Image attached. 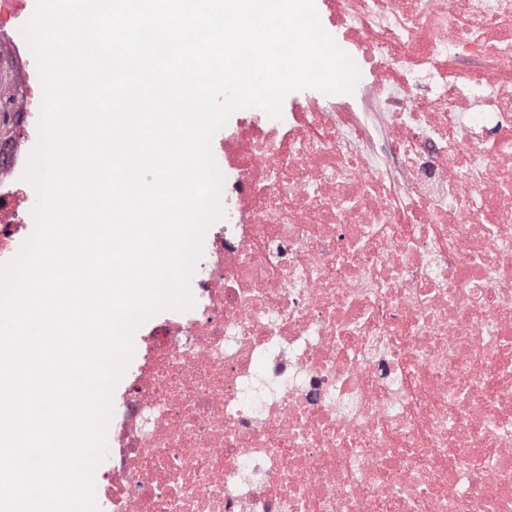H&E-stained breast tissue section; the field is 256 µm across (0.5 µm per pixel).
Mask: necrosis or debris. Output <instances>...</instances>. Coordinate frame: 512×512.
Here are the masks:
<instances>
[{
  "label": "necrosis or debris",
  "instance_id": "4bbe7bcc",
  "mask_svg": "<svg viewBox=\"0 0 512 512\" xmlns=\"http://www.w3.org/2000/svg\"><path fill=\"white\" fill-rule=\"evenodd\" d=\"M323 3L365 109L214 134L223 215L193 307L133 338L113 512H512V0ZM26 8L0 0V263L34 230ZM9 76L5 70H0V135L17 123L16 105L8 90Z\"/></svg>",
  "mask_w": 512,
  "mask_h": 512
}]
</instances>
